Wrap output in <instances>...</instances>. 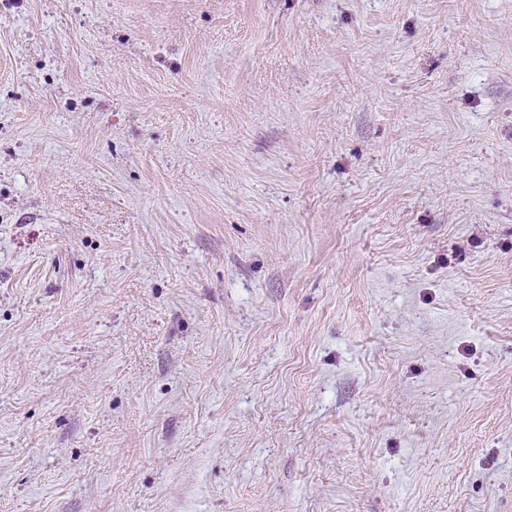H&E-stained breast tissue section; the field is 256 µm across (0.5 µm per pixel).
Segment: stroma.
Returning <instances> with one entry per match:
<instances>
[{
    "mask_svg": "<svg viewBox=\"0 0 512 512\" xmlns=\"http://www.w3.org/2000/svg\"><path fill=\"white\" fill-rule=\"evenodd\" d=\"M512 501V0H0V512Z\"/></svg>",
    "mask_w": 512,
    "mask_h": 512,
    "instance_id": "1",
    "label": "stroma"
}]
</instances>
